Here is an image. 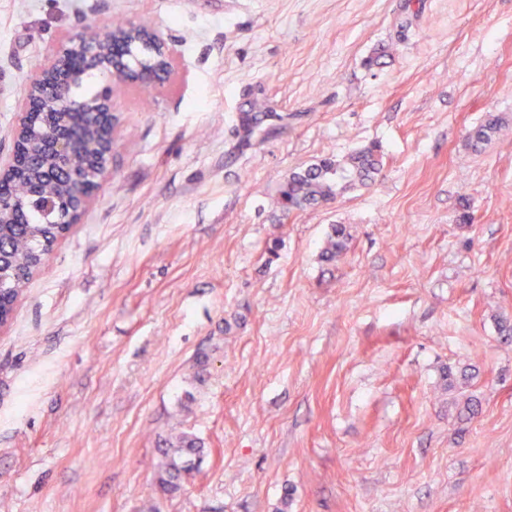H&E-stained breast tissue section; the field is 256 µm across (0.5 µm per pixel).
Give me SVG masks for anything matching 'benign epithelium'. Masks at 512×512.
<instances>
[{"label": "benign epithelium", "mask_w": 512, "mask_h": 512, "mask_svg": "<svg viewBox=\"0 0 512 512\" xmlns=\"http://www.w3.org/2000/svg\"><path fill=\"white\" fill-rule=\"evenodd\" d=\"M126 35L102 29L93 22L83 21L82 32L60 43L49 52L42 63L28 78L29 92L16 101V123L12 136L11 152L0 157V182L15 176L20 162L18 147L36 134V114L31 98L41 97L50 111L56 113L54 130L39 139V154L32 165L38 169L35 186L29 189L28 203L55 209L58 196L64 195L71 202V223H80L95 196L84 189V183L105 182L112 174V143L117 134L116 100L111 91L112 80L124 79L135 87L149 88L164 85L175 74L174 50L162 36L158 27L150 28L147 44L155 57L149 67L130 68L128 56L117 54V48L126 45ZM81 53V66L86 72L97 71L102 75L103 91L94 101H86L72 93L81 73L60 84L54 76L69 63V54ZM85 112L88 128L96 133L94 138L79 144L71 135L70 115Z\"/></svg>", "instance_id": "obj_1"}]
</instances>
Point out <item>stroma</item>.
Segmentation results:
<instances>
[{"instance_id":"obj_1","label":"stroma","mask_w":512,"mask_h":512,"mask_svg":"<svg viewBox=\"0 0 512 512\" xmlns=\"http://www.w3.org/2000/svg\"><path fill=\"white\" fill-rule=\"evenodd\" d=\"M117 17L175 78L118 93L112 175L0 331V512H512V0H0V151ZM373 142L371 185L272 207ZM499 129L498 120L492 119L483 125L472 129L467 136V142L472 150H481L487 145ZM347 240L345 227L342 225L332 226L326 245L321 251V261L327 264L336 262V259L346 251ZM159 455V487L164 493L173 492L192 470V461L204 453L201 441L189 434H181L175 441L165 440L157 448Z\"/></svg>"}]
</instances>
